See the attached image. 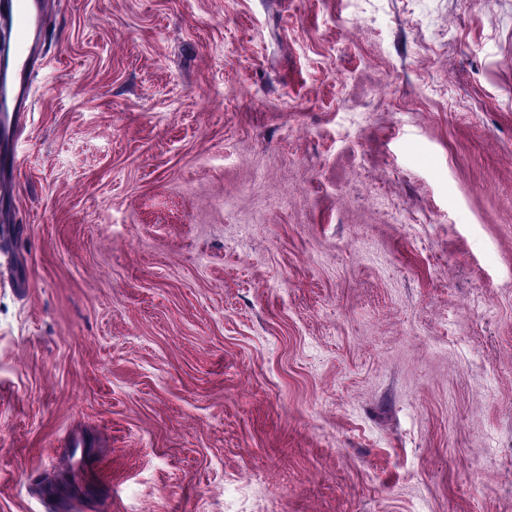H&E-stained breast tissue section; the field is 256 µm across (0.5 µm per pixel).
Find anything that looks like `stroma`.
Wrapping results in <instances>:
<instances>
[{"instance_id":"35a3bbf8","label":"stroma","mask_w":512,"mask_h":512,"mask_svg":"<svg viewBox=\"0 0 512 512\" xmlns=\"http://www.w3.org/2000/svg\"><path fill=\"white\" fill-rule=\"evenodd\" d=\"M43 27L0 512H512V0Z\"/></svg>"}]
</instances>
